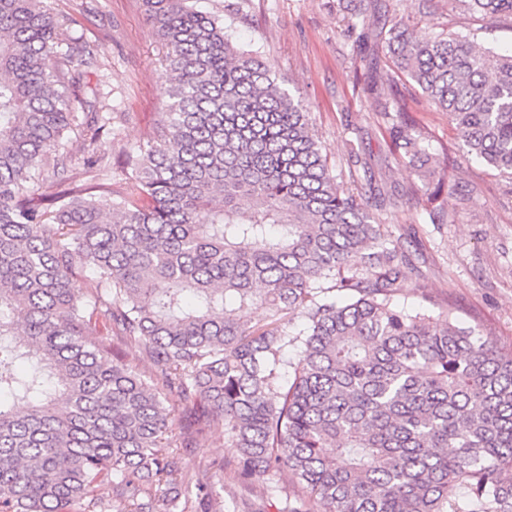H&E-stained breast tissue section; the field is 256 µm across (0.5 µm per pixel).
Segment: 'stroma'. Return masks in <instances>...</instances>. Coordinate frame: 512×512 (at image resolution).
Masks as SVG:
<instances>
[{
  "label": "stroma",
  "mask_w": 512,
  "mask_h": 512,
  "mask_svg": "<svg viewBox=\"0 0 512 512\" xmlns=\"http://www.w3.org/2000/svg\"><path fill=\"white\" fill-rule=\"evenodd\" d=\"M381 2L386 19H409L421 37L478 26L455 11L451 0H432L425 17L419 14V0ZM47 5L52 13L70 17L72 35L97 49L98 64L85 73L84 82L96 90L111 118L95 143L74 142L67 175L82 179L79 162L91 148L106 163L100 182L122 188L121 154L148 147L164 108L166 49L142 0H47ZM195 5L223 17L238 47L274 61L279 77L302 97L340 182L397 192L396 204L379 214L386 238L400 242L415 262L397 302L422 307L430 301L452 310L461 326L512 354V176L467 162L448 113L421 94L409 96V110L424 128L430 152L455 162L446 204L454 221L431 223L417 203L426 191L423 182L411 167L391 164L387 126L356 81L365 72L359 49L373 15L346 23L339 0H195ZM353 147L358 150L354 161L348 156ZM467 194L471 202L458 206V198ZM175 455L195 461L201 475L223 482L236 497L264 503L268 512H281L303 495L284 471L241 479L219 432L192 447L176 448Z\"/></svg>",
  "instance_id": "1"
}]
</instances>
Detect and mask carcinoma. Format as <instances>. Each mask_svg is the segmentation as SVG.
<instances>
[{
	"label": "carcinoma",
	"mask_w": 512,
	"mask_h": 512,
	"mask_svg": "<svg viewBox=\"0 0 512 512\" xmlns=\"http://www.w3.org/2000/svg\"><path fill=\"white\" fill-rule=\"evenodd\" d=\"M187 2L142 0L169 80L125 189L91 178L45 197L77 110L85 138L104 130L80 96L98 59L43 0H0V397L29 404L0 400V512H91L114 481L112 512H151L158 490L180 512H260L173 454L219 428L241 477L284 469L301 485L288 512H512V357L450 311L395 301L414 265L381 233L390 197L339 183L274 65ZM453 2L485 25L362 34L389 60L368 63L362 92L440 224L447 167L406 104L381 99L398 79L451 116L467 161L512 176V54L478 42L512 0ZM376 6L347 0V22ZM294 316L306 327L290 334ZM18 359L33 362L23 376ZM167 392L187 403L178 437Z\"/></svg>",
	"instance_id": "cac0c4a2"
}]
</instances>
